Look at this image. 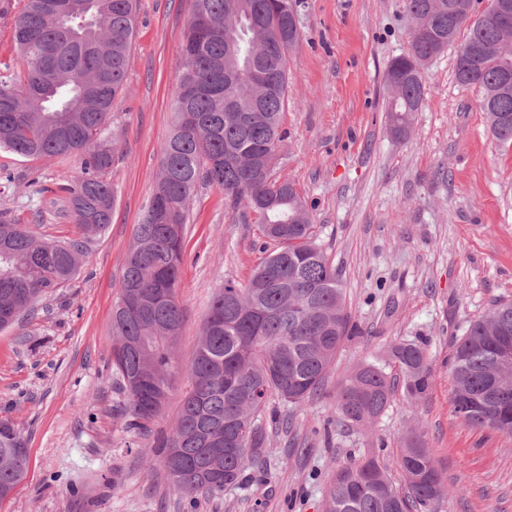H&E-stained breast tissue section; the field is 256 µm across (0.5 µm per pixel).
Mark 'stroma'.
<instances>
[{
    "instance_id": "obj_1",
    "label": "stroma",
    "mask_w": 512,
    "mask_h": 512,
    "mask_svg": "<svg viewBox=\"0 0 512 512\" xmlns=\"http://www.w3.org/2000/svg\"><path fill=\"white\" fill-rule=\"evenodd\" d=\"M300 36L288 54V107L276 178L304 196L319 243L342 282L352 333L318 398L271 399L266 443L238 484L187 508L146 454L179 413L176 381L153 436L130 430L112 375V310L127 255L159 173L183 74L192 0H139L125 85L112 105V222L89 242L76 275L35 318L0 330V420L29 452L26 480L0 512H323L328 475L370 452L394 483L409 434H422L445 484L435 512H512V436L474 430L455 414L449 363L456 339L493 304L512 301V145L491 135L482 93L455 77V47L424 71L410 134L387 126L384 71L409 50L407 0H293ZM79 157L29 160L0 149L14 177L0 211L37 237L80 230L46 186L78 172ZM252 213L201 184L184 226L177 297L182 364L195 354L209 303L224 280L246 283L262 260ZM427 346L425 399L394 395L355 426L336 412V389L393 342Z\"/></svg>"
}]
</instances>
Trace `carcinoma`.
Instances as JSON below:
<instances>
[{"label": "carcinoma", "instance_id": "cac0c4a2", "mask_svg": "<svg viewBox=\"0 0 512 512\" xmlns=\"http://www.w3.org/2000/svg\"><path fill=\"white\" fill-rule=\"evenodd\" d=\"M290 0H193L212 34L188 24L182 43L180 86L198 93L184 111L173 100L174 128L161 148L154 192L136 225L134 245L114 305L141 292L144 305L112 318V373L124 394L123 414L144 435L169 400L177 374L186 382L177 422L156 439L153 454L190 502L218 495L237 482L264 444L260 420L271 398L300 406L321 390L349 327L344 290L317 242L307 204L294 184L273 176L284 138L288 52L299 37ZM138 0H25L14 19L13 40L23 69L0 62V149L27 159L76 155L78 175L64 176L52 193L82 233L70 241L40 240L14 219H0V329L20 308L37 302L75 275L84 241L112 223L114 189L108 180L114 150L108 137L112 103L122 91L136 33ZM417 39L413 51L384 72L387 124L400 140L412 129L423 101L422 60L459 43L455 76L481 88V108L496 141L512 143V17L468 23L463 0H407ZM260 58L263 77L246 68ZM240 80L224 86V70ZM254 111L243 127L224 111V94ZM200 183L224 189L233 208L255 216L272 246L246 284L227 280L213 296L195 356L181 368L175 346L183 326L177 300L183 227ZM512 340V302L492 305L472 320L455 345L450 367L456 413L472 429L512 436V366L496 363L502 339ZM388 357L400 368L403 396L417 402L432 385L425 346L399 342ZM396 391L385 368L359 365L336 391L339 416L366 424L388 407ZM29 454L20 432L0 420V501L27 476ZM397 487L385 467L365 456L328 480L324 512H433L444 481L423 436L401 448Z\"/></svg>", "mask_w": 512, "mask_h": 512}]
</instances>
